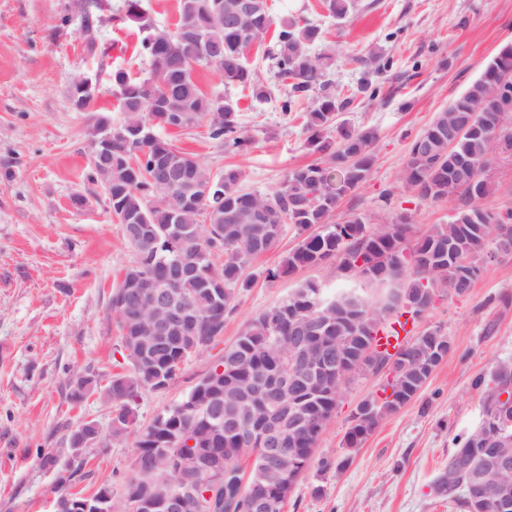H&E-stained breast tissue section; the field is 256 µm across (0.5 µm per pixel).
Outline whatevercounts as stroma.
Wrapping results in <instances>:
<instances>
[{"label": "stroma", "instance_id": "1", "mask_svg": "<svg viewBox=\"0 0 512 512\" xmlns=\"http://www.w3.org/2000/svg\"><path fill=\"white\" fill-rule=\"evenodd\" d=\"M84 0H0V512H53V471L47 454L67 459V438L87 419L108 428L110 403L98 394L71 397L74 381L96 375L101 384L127 372L110 294L134 253L113 218L104 187L90 176L86 130L94 113L71 99L74 78L91 69L123 68L148 75L137 54L138 27L118 12L120 0H101L94 35L86 37ZM274 16L294 13L321 27L323 44L341 64L330 74L337 96H354L342 117L377 132L366 183L346 196L330 221L351 212L406 215L415 235L443 224L447 202L418 200L401 172L415 134L461 95L486 64L512 42V0H354L343 17L322 0H269ZM70 16L60 27L61 16ZM387 61L377 98L356 96L368 57ZM248 63L271 89L264 102L225 88L213 70L196 78L209 94L227 96L240 108L251 146L226 154L206 125L174 133L176 144L197 154L214 175L236 167L243 186L256 193L276 188L289 169L318 158L301 119L283 117L285 89L252 44ZM391 191L383 201V191ZM299 238L287 232L279 247L253 259L224 331L189 356L162 390L144 389L135 406V432L85 452L72 491H112L116 512L134 473L138 429L179 403L233 345L246 320L263 313L301 283L311 281L332 296L361 288L359 279L337 275L333 262L267 276ZM363 288V287H362ZM441 329L452 347L427 385L386 416L361 447L345 448L344 434L358 404L377 393L385 373L357 380L342 391L326 423L316 458L345 461L342 471L310 467L288 496L284 512H461L438 493L436 478L461 439L483 417V399L498 365L512 363V257L489 261L468 295L444 296L413 326L420 334Z\"/></svg>", "mask_w": 512, "mask_h": 512}]
</instances>
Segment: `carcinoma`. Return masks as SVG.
<instances>
[{"label":"carcinoma","instance_id":"obj_1","mask_svg":"<svg viewBox=\"0 0 512 512\" xmlns=\"http://www.w3.org/2000/svg\"><path fill=\"white\" fill-rule=\"evenodd\" d=\"M229 0H180L174 28H158L142 10L141 0H122L126 18L146 35L140 41V55L152 66L149 77L133 80L128 74L112 71V88L120 94L122 124L112 127V161L104 165L97 155L98 124L86 130L90 144V167L109 194L112 214L135 220L124 229V237L134 250V260L125 269L122 281L112 291L110 308L117 315L121 355L129 371L118 374L103 390L112 402V438L124 437L135 420L134 405L141 390L166 387L179 366L192 353L208 345L224 331V320L236 307L238 289L247 285L244 271L256 256L275 250L288 228L301 237L298 246L267 277L277 279L297 270L328 260L336 271L352 274L369 284L386 286L385 300L375 305L353 291L340 293V299L311 302L316 285L302 283L270 310L248 320L237 341L224 350L219 364L234 367L224 385H246L273 361L288 363V337L297 323L313 327L324 325L321 338L336 340V314L339 306L350 302L364 314L362 334H343L352 347L369 345L378 355L380 372L394 362L396 374L387 379L383 390L392 397L383 402L371 398L372 412L352 416L344 435L348 448H358L385 415L412 400L428 382L432 370L421 367L430 343L425 335L402 342L390 352L378 344L377 336L396 332L416 322L418 315L399 304V297L411 299L428 278L437 295L449 291L461 297L454 285L460 272L470 273L475 282L483 265L479 261L494 257L502 241L512 245V211L498 212L484 205L491 192L486 177L493 159L494 135L512 139V43L505 45L485 66L480 78L448 109L413 138L401 179L405 187L423 201L452 202V219L431 227L424 235L412 236L407 217L387 214L384 221L354 213L342 224H329L341 199L366 182L373 165L372 146L377 140L370 126H352L336 120L339 112L354 98L340 99L328 89L325 80L336 65V54L310 53L311 45L321 41V30L303 24L293 15L274 18L267 0H252V12L237 22L226 21ZM274 29L268 49L278 80L290 87L280 102L283 114L301 110L305 93L321 90L317 102L304 110L303 127L308 143L322 154L321 160L295 167L273 191L260 194L242 187L243 173L226 168L211 179L198 157L159 136L145 135L167 125L177 129L197 126L211 115L209 138L224 145V152L244 151L250 144L244 133L239 108L230 98L219 103L199 87L196 67L213 69L226 88L249 91L252 98L267 97L264 84L244 60L245 49L269 29ZM162 165L179 169L188 178L212 182L207 196L186 194L180 187L153 181V170ZM452 245L454 258L434 260L438 251ZM185 261L197 266L198 278L222 284L220 288H198L187 280L181 291L195 313L193 325L170 343L156 349L154 367L145 366L134 343L138 324L151 315V289L128 291L133 279L146 284L164 278L169 265ZM288 318L272 320L282 307ZM211 374L203 376L193 393L199 399L196 409L173 408L156 417L139 433L136 451L142 456V470L128 480L152 485L169 481L192 482L191 476L163 467L161 458L176 450L182 438L190 436L196 444L211 449L223 467L214 498L203 512H249L250 484L262 475L259 457L254 456L248 479H243L240 463L253 452L245 448L243 435L247 421L237 426L224 422V412L206 403L211 390ZM498 395H506V418L487 416L457 448L448 461L452 467L469 453L472 444L503 425L512 422V366L502 364L494 376ZM336 395L322 396L312 406L311 428L299 439H288V463L302 475L314 460V449L323 428L336 411ZM45 463L56 472L55 492L60 499L70 495V483L83 461L59 464L54 456ZM489 485L512 501V473L489 477Z\"/></svg>","mask_w":512,"mask_h":512}]
</instances>
